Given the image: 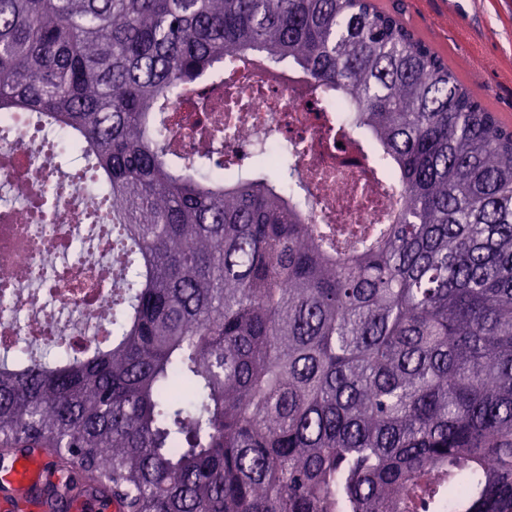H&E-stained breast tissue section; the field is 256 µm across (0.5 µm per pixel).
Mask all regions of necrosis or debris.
I'll return each mask as SVG.
<instances>
[{
	"instance_id": "4bbe7bcc",
	"label": "necrosis or debris",
	"mask_w": 512,
	"mask_h": 512,
	"mask_svg": "<svg viewBox=\"0 0 512 512\" xmlns=\"http://www.w3.org/2000/svg\"><path fill=\"white\" fill-rule=\"evenodd\" d=\"M307 79L261 60L225 72L223 87H186L171 112V131L183 149L201 145L215 120L234 125L228 146L247 154L265 149L277 130L296 150L311 195L305 207L317 224H376L398 195L386 191L354 153L338 152L336 136L316 119ZM34 115L0 116V268L9 269L18 320L0 317V346L18 336L69 343L100 335L112 316V241L95 238L83 262L69 254L84 241L88 186L60 184L54 147L33 142Z\"/></svg>"
}]
</instances>
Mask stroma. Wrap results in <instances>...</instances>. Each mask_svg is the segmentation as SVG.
<instances>
[{"label": "stroma", "mask_w": 512, "mask_h": 512, "mask_svg": "<svg viewBox=\"0 0 512 512\" xmlns=\"http://www.w3.org/2000/svg\"><path fill=\"white\" fill-rule=\"evenodd\" d=\"M512 127V0H377Z\"/></svg>", "instance_id": "obj_1"}]
</instances>
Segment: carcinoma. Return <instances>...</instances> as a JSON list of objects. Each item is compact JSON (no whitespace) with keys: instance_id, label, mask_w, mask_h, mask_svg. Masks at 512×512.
I'll list each match as a JSON object with an SVG mask.
<instances>
[{"instance_id":"1","label":"carcinoma","mask_w":512,"mask_h":512,"mask_svg":"<svg viewBox=\"0 0 512 512\" xmlns=\"http://www.w3.org/2000/svg\"><path fill=\"white\" fill-rule=\"evenodd\" d=\"M255 53L347 101L402 207L313 224L294 153L170 136ZM112 196V329L0 346V462L123 512H512V128L374 0H0V114Z\"/></svg>"}]
</instances>
